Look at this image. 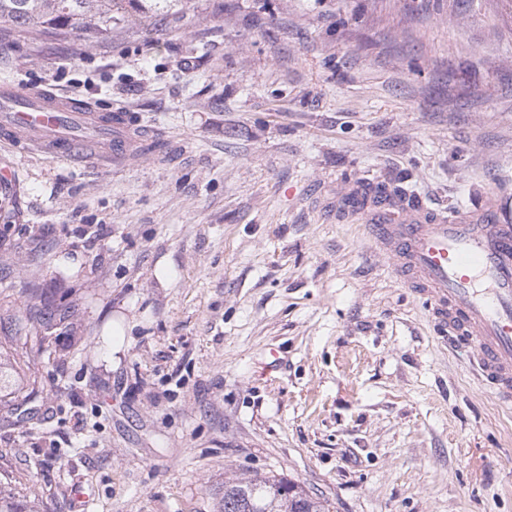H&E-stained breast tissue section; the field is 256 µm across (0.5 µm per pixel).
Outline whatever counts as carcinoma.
Listing matches in <instances>:
<instances>
[{
  "label": "carcinoma",
  "instance_id": "obj_1",
  "mask_svg": "<svg viewBox=\"0 0 512 512\" xmlns=\"http://www.w3.org/2000/svg\"><path fill=\"white\" fill-rule=\"evenodd\" d=\"M142 0H0V21L19 33L58 41L105 37L112 32V14L128 3ZM68 311L53 307L34 289L25 317L15 318V328L0 336V352L12 350V361L26 382V396L13 408L18 420L32 414L38 396L31 366L48 352V339L68 320ZM220 512H326V504L299 483L271 472L254 473L224 481Z\"/></svg>",
  "mask_w": 512,
  "mask_h": 512
}]
</instances>
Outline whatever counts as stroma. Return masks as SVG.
I'll use <instances>...</instances> for the list:
<instances>
[{"instance_id":"obj_1","label":"stroma","mask_w":512,"mask_h":512,"mask_svg":"<svg viewBox=\"0 0 512 512\" xmlns=\"http://www.w3.org/2000/svg\"><path fill=\"white\" fill-rule=\"evenodd\" d=\"M4 80L164 144L0 146V329L34 288L71 312L34 419L0 409L32 512H219L254 472L330 512H512V410L336 215L369 178L512 219V0H153L65 44L0 23Z\"/></svg>"}]
</instances>
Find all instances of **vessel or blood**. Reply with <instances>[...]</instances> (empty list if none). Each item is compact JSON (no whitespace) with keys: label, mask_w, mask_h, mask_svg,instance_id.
<instances>
[{"label":"vessel or blood","mask_w":512,"mask_h":512,"mask_svg":"<svg viewBox=\"0 0 512 512\" xmlns=\"http://www.w3.org/2000/svg\"><path fill=\"white\" fill-rule=\"evenodd\" d=\"M0 143L58 159L93 153L106 166L139 154L144 135L121 112L77 106L46 90L0 85ZM367 179L342 191L345 209L368 225L396 277L413 288L442 338L472 356L481 381L512 408V222L497 200L446 214L375 201Z\"/></svg>","instance_id":"obj_1"}]
</instances>
